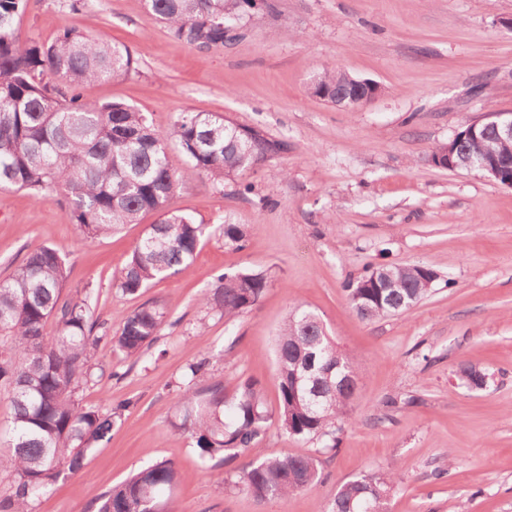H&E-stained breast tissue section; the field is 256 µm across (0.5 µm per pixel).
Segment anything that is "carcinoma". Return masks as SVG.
Instances as JSON below:
<instances>
[{"mask_svg":"<svg viewBox=\"0 0 512 512\" xmlns=\"http://www.w3.org/2000/svg\"><path fill=\"white\" fill-rule=\"evenodd\" d=\"M155 17L178 40L198 48H222L235 40L250 11L265 0H146ZM27 0H0V186L24 189L68 205L82 238L94 242L126 224L155 213L126 263L113 276V287L138 295L152 284L187 270L210 235L209 225L190 214L168 209L181 183L196 175L213 184H236L251 169L288 152V145L261 130L212 112H181L166 131L145 113L119 101L90 103L78 93L84 84L129 76L138 61L129 49L69 29L48 44L21 40L16 20ZM352 84L342 71H324L308 86L322 92ZM175 141L187 167L177 172L167 149ZM224 245L244 246L249 225L219 227ZM393 288L372 287L378 268L347 285L351 308L363 320L410 311L430 290L437 273L423 264L390 265ZM68 279L65 256L51 246L31 249L13 273L0 281V387L11 393V448L0 456V469L14 476V491L0 499V512H31L36 497L83 465L90 444L106 438L121 407L109 415L82 406L76 397L91 377L90 357L96 335L88 299L63 295ZM268 288L262 272L239 270L216 276L202 305L226 321L251 310ZM56 333L45 334L49 319ZM166 312L157 302L135 309L109 337L112 351L138 360L156 340ZM279 385L277 407L269 409L258 381L246 378L229 390L221 383L200 388L204 363L188 365L176 407L178 427L189 432L203 459L226 460V452L249 448L277 425L301 440L336 441V423L349 413L357 390L345 388L313 397L304 376L310 359L332 376H358L356 363L341 353L319 317L295 308L284 320L276 342ZM217 479L263 501L286 499L320 480L313 455L269 457L244 467L235 478ZM177 471L158 461L112 487L98 512H176L171 490ZM396 483L390 472L361 474L336 491L328 512H389Z\"/></svg>","mask_w":512,"mask_h":512,"instance_id":"obj_1","label":"carcinoma"}]
</instances>
